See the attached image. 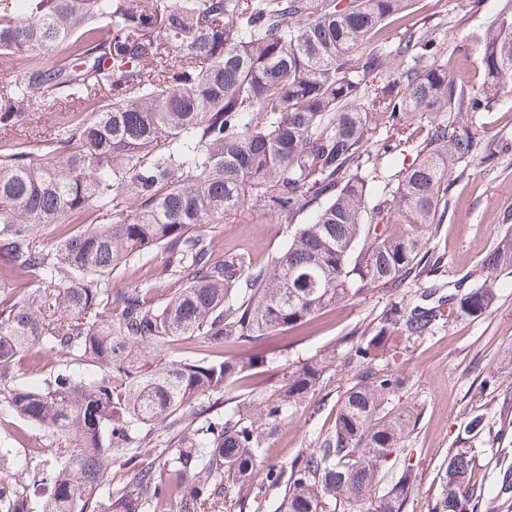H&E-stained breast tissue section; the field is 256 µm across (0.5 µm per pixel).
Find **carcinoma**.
<instances>
[{
	"label": "carcinoma",
	"instance_id": "carcinoma-1",
	"mask_svg": "<svg viewBox=\"0 0 512 512\" xmlns=\"http://www.w3.org/2000/svg\"><path fill=\"white\" fill-rule=\"evenodd\" d=\"M413 2L0 0V52L22 63L21 77L0 82V127L76 104L37 150L0 145V276L16 274L0 294V401L56 445L47 475L0 479V512H99L114 465L132 483L107 512H210L218 485L231 480L228 493L250 476L267 438L336 363L311 358L272 393L216 412L258 366L224 347L440 273L427 246L448 216L453 175L504 149L460 115L512 93V3L493 18L483 82L468 90L415 23L373 47ZM408 150L415 160L377 185L381 166ZM249 206L287 225V245L262 266L247 253L213 259L214 229ZM152 249L166 255L155 283L177 287L162 298L112 289V273ZM509 274L512 232L474 279L384 310L352 348L366 367L339 396L331 430L269 466L286 487L283 512H401L417 475L405 464L383 486V469L419 413L394 404L405 377L377 361L446 317L485 314ZM180 337L201 358L162 356ZM36 347L45 385L19 384ZM162 431L181 447L163 461ZM488 433L487 415L469 410L428 512L512 502V462L502 459L490 493L479 476L473 444Z\"/></svg>",
	"mask_w": 512,
	"mask_h": 512
}]
</instances>
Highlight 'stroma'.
I'll use <instances>...</instances> for the list:
<instances>
[{
    "instance_id": "stroma-1",
    "label": "stroma",
    "mask_w": 512,
    "mask_h": 512,
    "mask_svg": "<svg viewBox=\"0 0 512 512\" xmlns=\"http://www.w3.org/2000/svg\"><path fill=\"white\" fill-rule=\"evenodd\" d=\"M503 0H482L469 8L468 0H417L412 20H425L432 38L447 42L454 54L450 65L466 84L478 86L483 80L480 39ZM474 122L487 137L507 144L508 150L494 163L477 158L470 161L463 177L451 192L448 219L441 224L429 247L442 258L438 288L479 270L486 254L512 226V96L504 98L491 112H478ZM288 241L284 225L263 210H247L225 219L213 243L216 257L244 251L256 262L282 249ZM424 283L409 282L397 291L375 290L342 301L336 309L297 331L254 346L232 347V354L247 359L260 356L264 365L259 374L236 382L224 397L225 407H233L252 391L272 389L284 371L304 360L335 353L336 364L286 420L263 450L260 462L234 499H218L217 512H274L284 495V487L271 483L268 466L291 461L314 444L320 433L334 424L336 400L352 382L358 362L349 361L348 351L378 323L391 302L413 299ZM512 349V276L502 278L491 309L477 319H447L434 332L408 343L392 364L408 375L407 386L399 393L400 403L413 405L421 413L415 431L403 453L418 473V482L404 512H427L437 497L440 475L457 446V434L466 410L472 406L487 412L492 423L512 421V368L502 355ZM497 372V386L484 389L480 382L487 372ZM0 402V448L11 451L9 479L32 478L38 471L33 449L45 448L51 440L41 427L27 431L23 442L14 439L15 426Z\"/></svg>"
}]
</instances>
